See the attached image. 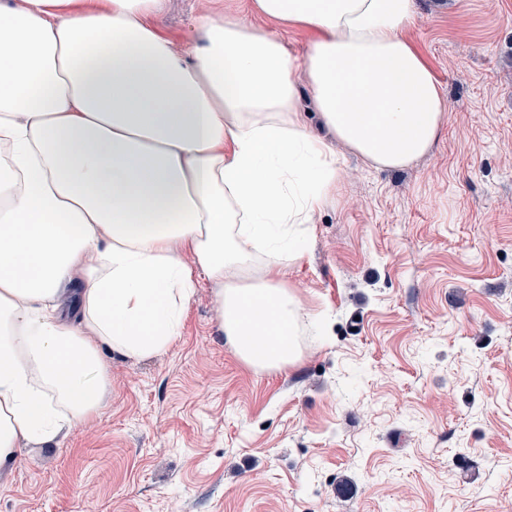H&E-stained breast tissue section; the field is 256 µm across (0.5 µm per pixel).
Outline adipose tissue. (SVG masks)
<instances>
[{
    "label": "adipose tissue",
    "mask_w": 512,
    "mask_h": 512,
    "mask_svg": "<svg viewBox=\"0 0 512 512\" xmlns=\"http://www.w3.org/2000/svg\"><path fill=\"white\" fill-rule=\"evenodd\" d=\"M167 4L0 0V466L97 411L100 346L167 349L200 281L245 365L298 363L288 268L334 141L401 169L448 110L416 0H195L185 51L153 23ZM281 25L312 33L303 52Z\"/></svg>",
    "instance_id": "1"
}]
</instances>
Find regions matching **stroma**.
<instances>
[{
  "label": "stroma",
  "instance_id": "1",
  "mask_svg": "<svg viewBox=\"0 0 512 512\" xmlns=\"http://www.w3.org/2000/svg\"><path fill=\"white\" fill-rule=\"evenodd\" d=\"M418 7L450 112L400 170L337 145L301 363H242L201 283L168 349H102L98 414L22 442L0 512H512V0Z\"/></svg>",
  "mask_w": 512,
  "mask_h": 512
}]
</instances>
